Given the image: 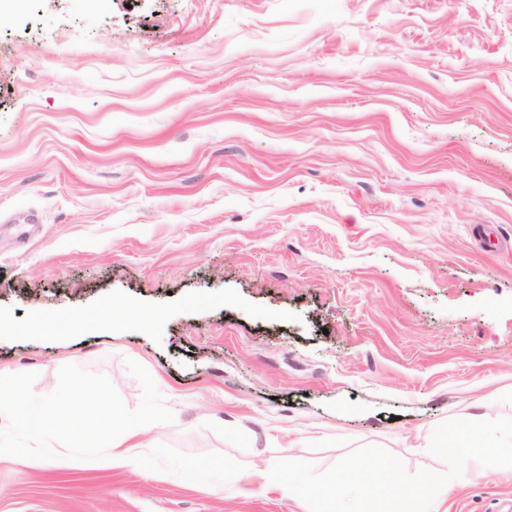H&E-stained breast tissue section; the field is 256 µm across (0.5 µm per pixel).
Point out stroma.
Wrapping results in <instances>:
<instances>
[{"mask_svg":"<svg viewBox=\"0 0 512 512\" xmlns=\"http://www.w3.org/2000/svg\"><path fill=\"white\" fill-rule=\"evenodd\" d=\"M155 309L100 321L108 303ZM85 316L72 334L68 315ZM0 337L173 422L0 464V512H310L246 475L512 416V0H24L0 19ZM445 512H512L489 471ZM142 436V430L135 428L128 431L122 441L112 442L107 463L113 467L139 464L147 449L142 441Z\"/></svg>","mask_w":512,"mask_h":512,"instance_id":"1","label":"stroma"}]
</instances>
